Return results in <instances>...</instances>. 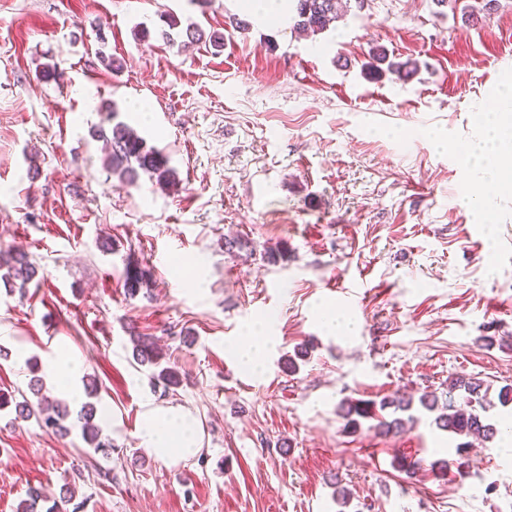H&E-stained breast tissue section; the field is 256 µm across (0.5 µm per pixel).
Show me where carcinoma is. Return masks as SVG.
I'll use <instances>...</instances> for the list:
<instances>
[{"label": "carcinoma", "mask_w": 512, "mask_h": 512, "mask_svg": "<svg viewBox=\"0 0 512 512\" xmlns=\"http://www.w3.org/2000/svg\"><path fill=\"white\" fill-rule=\"evenodd\" d=\"M291 20L293 28L309 36H317L336 27L345 15L343 0H290ZM166 29L162 30V38L171 44L178 39L188 42H198L203 32L198 26L189 24L181 28V22L171 14L161 15ZM372 70L380 71L379 64L387 63V71L397 77L407 76L413 72L412 62H392L388 60L387 52L378 48L372 52ZM118 110L114 106L106 109L105 122L108 126H99L97 136L104 145V168L118 177L121 184H132L144 172L160 187L176 184V172L168 167L167 156L162 150L146 145L144 138L128 124L117 120ZM36 267L30 262L27 253L15 249L0 251V280L14 278L20 281V288H25L27 282L35 275ZM135 349V359L142 366L156 368L151 378L163 384L168 392L179 385L177 371L170 367L161 366L162 351L152 336L136 334L132 336ZM485 381L477 377H457L449 381L448 392L444 399L434 391H424L418 395L396 391L380 401L346 400L338 406V415L345 420V428L357 431L362 428V422H369L368 429L381 434L398 433L406 426L414 423L411 414L414 406L433 412L440 410L435 417L437 428L456 437L477 436L484 442H489L498 433L496 425L490 422L487 412L492 407L491 400L483 393ZM28 389L36 401H31L26 395H21L17 401L13 397L0 394V410L12 405L16 415L22 419L35 418L39 425L47 429H57L67 432L69 427L64 422L71 416L67 402L63 400H48L43 394L40 379L30 380ZM97 407L85 402L77 413L76 425L79 426L82 438L96 452L107 453L112 442L101 438L100 428L95 424ZM470 443L464 441L457 444L456 459L437 460L429 464V471L453 476L465 477L469 468L466 459ZM46 501V496L37 487L28 490L27 499L21 504L20 512H38L40 503Z\"/></svg>", "instance_id": "1"}]
</instances>
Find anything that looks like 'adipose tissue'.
I'll list each match as a JSON object with an SVG mask.
<instances>
[{
    "mask_svg": "<svg viewBox=\"0 0 512 512\" xmlns=\"http://www.w3.org/2000/svg\"><path fill=\"white\" fill-rule=\"evenodd\" d=\"M473 122L480 137L463 143L458 154L480 175L483 184H500L506 171L501 157L506 153L507 140L512 135L507 132L502 113L477 112ZM139 439L144 447L164 449L167 460L173 464L188 459L197 446L190 412L172 407H148L143 415Z\"/></svg>",
    "mask_w": 512,
    "mask_h": 512,
    "instance_id": "obj_1",
    "label": "adipose tissue"
}]
</instances>
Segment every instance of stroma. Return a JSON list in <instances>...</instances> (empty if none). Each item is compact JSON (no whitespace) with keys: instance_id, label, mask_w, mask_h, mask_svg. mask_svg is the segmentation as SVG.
<instances>
[{"instance_id":"35a3bbf8","label":"stroma","mask_w":512,"mask_h":512,"mask_svg":"<svg viewBox=\"0 0 512 512\" xmlns=\"http://www.w3.org/2000/svg\"><path fill=\"white\" fill-rule=\"evenodd\" d=\"M164 11L223 34L222 50L167 44ZM241 13L245 34L224 24ZM377 48L416 72H371ZM53 63L64 79L37 82ZM103 101L168 155L175 188L103 168ZM501 105L512 113V0L476 22L363 0L313 38L238 0H0V249L38 270L22 290L0 282V392L66 349L98 379L113 445L105 457L79 429L0 410V512L32 487L73 489L64 512H512V446L476 444L463 484L409 480L394 457L451 458L457 438L428 413L387 436L337 414L457 376L512 385V189L463 204L456 155L471 113ZM236 236L248 249L227 251ZM130 268L145 274L133 297ZM327 310L353 330L329 333ZM133 331L158 338L176 392L134 363ZM252 343L255 373L236 355ZM150 404L191 413L194 456L141 446Z\"/></svg>"}]
</instances>
